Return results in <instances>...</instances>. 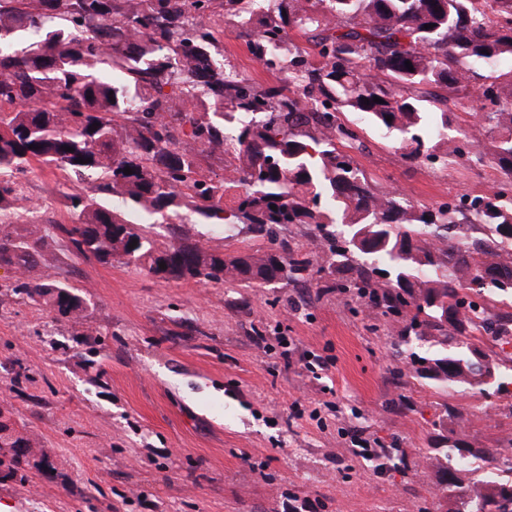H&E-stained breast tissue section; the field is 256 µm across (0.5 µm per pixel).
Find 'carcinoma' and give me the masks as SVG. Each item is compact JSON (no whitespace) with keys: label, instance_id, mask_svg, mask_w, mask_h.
Listing matches in <instances>:
<instances>
[{"label":"carcinoma","instance_id":"obj_1","mask_svg":"<svg viewBox=\"0 0 512 512\" xmlns=\"http://www.w3.org/2000/svg\"><path fill=\"white\" fill-rule=\"evenodd\" d=\"M209 2L37 0L31 10L0 0V173L39 162L77 179L101 174V196L64 194L70 223L57 229L78 254L134 260L164 280L284 288L311 264L283 243L210 251L189 227L160 248L135 227L149 216L185 207L201 224H245L272 242L284 225L306 226L326 255L325 287L402 324L396 357L411 377L444 395L505 390L493 348L512 338V0H272L261 12L256 0H224L222 14ZM227 24L280 85L224 70L214 29ZM478 79L505 107L476 113L485 139L450 149L448 99L465 105ZM353 117L410 161L446 170L488 160L498 184L432 205L379 190L339 149L358 139ZM226 146L241 186L230 206L224 181L200 174L201 153ZM21 200L16 182L0 180V215L19 213ZM47 248L37 224L0 225V266L29 271ZM22 290L62 318L82 316L81 298L47 276ZM457 418L445 401L434 422L435 506L512 512V454L461 438L448 427ZM29 439L0 414V443ZM476 460L498 475L467 481Z\"/></svg>","mask_w":512,"mask_h":512}]
</instances>
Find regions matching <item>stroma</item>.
<instances>
[{"mask_svg":"<svg viewBox=\"0 0 512 512\" xmlns=\"http://www.w3.org/2000/svg\"><path fill=\"white\" fill-rule=\"evenodd\" d=\"M224 63L274 86L233 27ZM352 156L382 190L435 204L487 192L490 164L448 170L410 162L389 136L359 128ZM26 220L52 236L34 276L73 287L81 319L57 318L0 269V411L63 463L62 478L0 482V512H421L437 474L433 427L446 402L468 439H512V391L436 394L401 376L397 329L371 330L363 302L309 280L288 288L165 282L144 266L72 251L63 195L99 176L33 166L17 175ZM227 254L266 248L245 226L179 218L143 230L175 243L181 224ZM403 448L379 468L367 450Z\"/></svg>","mask_w":512,"mask_h":512,"instance_id":"35a3bbf8","label":"stroma"}]
</instances>
